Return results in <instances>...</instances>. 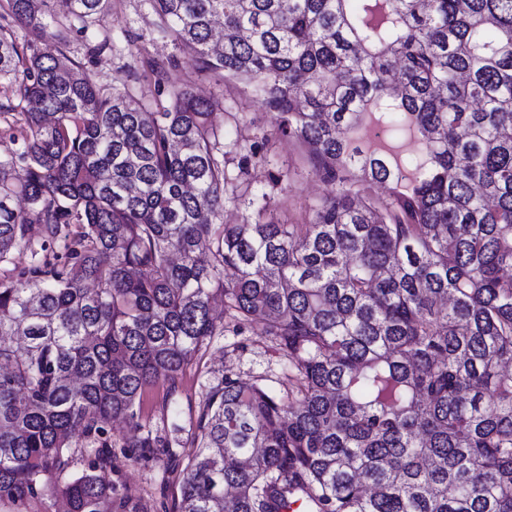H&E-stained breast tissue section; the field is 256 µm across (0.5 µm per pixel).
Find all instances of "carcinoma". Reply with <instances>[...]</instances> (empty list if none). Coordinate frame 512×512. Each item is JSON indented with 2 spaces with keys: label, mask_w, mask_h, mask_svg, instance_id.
<instances>
[{
  "label": "carcinoma",
  "mask_w": 512,
  "mask_h": 512,
  "mask_svg": "<svg viewBox=\"0 0 512 512\" xmlns=\"http://www.w3.org/2000/svg\"><path fill=\"white\" fill-rule=\"evenodd\" d=\"M155 30L336 183L308 224L224 223L233 177L211 104L92 83L70 56L109 0H0V79L21 148L0 153V503L138 512L112 448L140 398L234 323L288 359L276 394H207L175 512H512V0H147ZM27 38L18 42L16 29ZM380 120L417 156L361 145ZM22 169L24 177H16ZM389 187L386 200L361 192ZM27 208L17 207V200ZM38 224L65 260L40 257Z\"/></svg>",
  "instance_id": "obj_1"
}]
</instances>
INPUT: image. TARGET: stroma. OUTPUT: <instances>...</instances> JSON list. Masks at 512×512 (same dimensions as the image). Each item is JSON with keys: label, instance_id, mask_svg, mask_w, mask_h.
<instances>
[{"label": "stroma", "instance_id": "obj_1", "mask_svg": "<svg viewBox=\"0 0 512 512\" xmlns=\"http://www.w3.org/2000/svg\"><path fill=\"white\" fill-rule=\"evenodd\" d=\"M156 17L147 0H111V10L100 23L99 33H110L114 48L98 51L95 38H71L73 57L80 60L89 79L101 86L114 80L125 81L138 96L168 100V88L157 87L153 71L169 68L179 84L193 94L212 102V121L224 131L225 143L235 141L255 146L267 155L268 164H248L238 169L239 151L228 156L229 171L239 172L235 199L224 205V221L242 223L253 216L252 195L266 193L264 220L277 224H307L322 198L335 191L310 169L305 154L294 140L275 135L270 114L260 100L241 84L215 82L200 73L196 62L183 54L171 40L158 38ZM285 172L287 180L273 183L272 176ZM241 381L262 382L278 394L291 387L284 359L261 334L260 324L245 326L242 333L225 332L202 348L184 368L175 385L161 381L146 388L142 413L159 435L169 440L166 448L140 454L127 448L124 421L116 420L107 429L112 446V481L118 497L138 507L139 512H168L180 497L179 472L196 452L190 431L202 410L210 387L220 384L225 375Z\"/></svg>", "mask_w": 512, "mask_h": 512}]
</instances>
